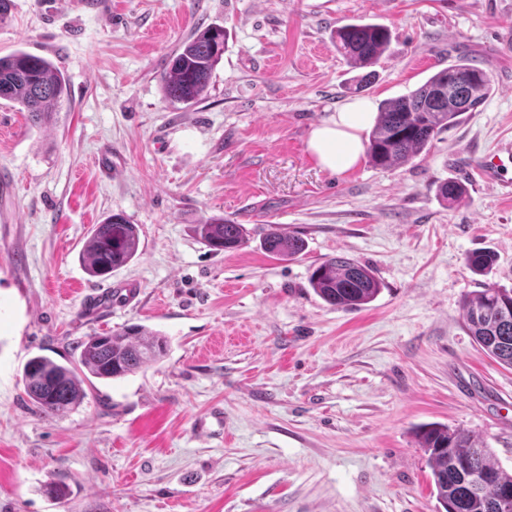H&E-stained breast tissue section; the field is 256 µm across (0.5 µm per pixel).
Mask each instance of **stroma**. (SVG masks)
I'll return each mask as SVG.
<instances>
[{
  "instance_id": "1",
  "label": "stroma",
  "mask_w": 512,
  "mask_h": 512,
  "mask_svg": "<svg viewBox=\"0 0 512 512\" xmlns=\"http://www.w3.org/2000/svg\"><path fill=\"white\" fill-rule=\"evenodd\" d=\"M355 20L392 34L360 90L332 39ZM208 25L227 29L224 56L198 103L170 104L166 62ZM509 27L512 0H12L0 56L49 59L68 95L42 128L0 100V512H438L428 423L471 431L511 471L512 368L480 351L462 303L512 288V197L451 162L512 140ZM459 56L493 92L426 152L316 165L310 132L342 105L407 94ZM446 180L466 196L442 202ZM114 213L139 254L102 281L79 254ZM212 216L243 225L237 250L202 240ZM271 224L304 253L265 251ZM475 251L495 257L481 275ZM337 255L381 283L361 309L309 286ZM131 324L167 336L166 357L93 380L63 418L36 411L29 359L64 363Z\"/></svg>"
}]
</instances>
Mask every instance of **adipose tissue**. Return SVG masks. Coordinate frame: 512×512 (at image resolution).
I'll return each instance as SVG.
<instances>
[{
  "label": "adipose tissue",
  "instance_id": "1",
  "mask_svg": "<svg viewBox=\"0 0 512 512\" xmlns=\"http://www.w3.org/2000/svg\"><path fill=\"white\" fill-rule=\"evenodd\" d=\"M373 118V106L365 100L345 104L329 121L315 127L307 150L316 163L332 173L355 169L364 156L363 134Z\"/></svg>",
  "mask_w": 512,
  "mask_h": 512
}]
</instances>
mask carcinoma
<instances>
[{
    "instance_id": "cac0c4a2",
    "label": "carcinoma",
    "mask_w": 512,
    "mask_h": 512,
    "mask_svg": "<svg viewBox=\"0 0 512 512\" xmlns=\"http://www.w3.org/2000/svg\"><path fill=\"white\" fill-rule=\"evenodd\" d=\"M226 40L221 26L197 30L169 59L162 75L165 98L185 105L198 102L222 59ZM333 42L346 60L365 68L388 50L391 33L379 24L345 23L336 26ZM491 91L487 72L469 59L436 71L415 90L380 105L366 147L369 162L380 169L409 162ZM66 93L65 78L47 59L24 50L0 56V99L19 105L33 125L50 122ZM464 192L455 181L438 186V195L450 202ZM199 233L216 251L234 250L243 243L242 225L222 218L205 220ZM139 243L138 226L114 214L96 225L86 242L84 269L92 277L107 278L136 257ZM263 245L278 257L293 258L305 250L303 238L283 234L276 224L268 225ZM466 262L482 274L494 257L472 253ZM310 287L332 307L357 310L379 294L381 283L368 266L336 256L313 270ZM463 310L468 331L481 350L512 368V289L484 288L465 298ZM168 348L167 337L139 325L90 336L78 346V360L66 365L42 356L31 358L24 368L25 390L37 412L61 418L84 399L88 377H126L164 358ZM417 439L444 512H512V472L497 464L485 442L463 428L442 424L421 427Z\"/></svg>"
}]
</instances>
